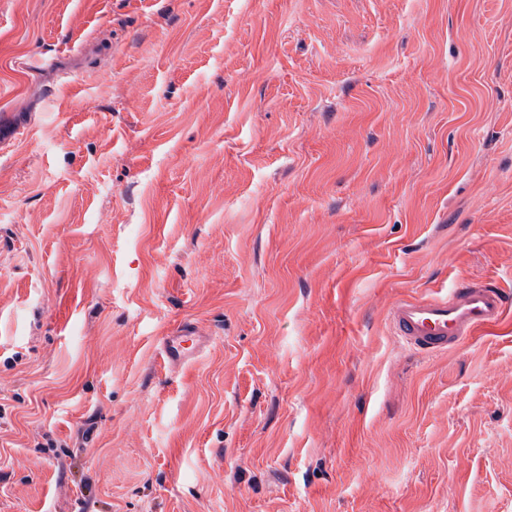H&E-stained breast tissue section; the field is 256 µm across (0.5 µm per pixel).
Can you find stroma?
Segmentation results:
<instances>
[{
	"label": "stroma",
	"instance_id": "stroma-1",
	"mask_svg": "<svg viewBox=\"0 0 512 512\" xmlns=\"http://www.w3.org/2000/svg\"><path fill=\"white\" fill-rule=\"evenodd\" d=\"M463 281L512 0H0V512H512V311L389 323ZM508 293L490 284L471 283L448 288V293L408 297L390 313L395 334L409 346L432 355L460 345L475 330L497 323ZM195 331L188 325L180 326L163 341V354L171 364L189 363L196 359L206 341L195 335Z\"/></svg>",
	"mask_w": 512,
	"mask_h": 512
}]
</instances>
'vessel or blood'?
I'll list each match as a JSON object with an SVG mask.
<instances>
[{
	"label": "vessel or blood",
	"mask_w": 512,
	"mask_h": 512,
	"mask_svg": "<svg viewBox=\"0 0 512 512\" xmlns=\"http://www.w3.org/2000/svg\"><path fill=\"white\" fill-rule=\"evenodd\" d=\"M511 300L502 288L471 283L441 295L401 299L391 310L390 323L401 341L432 355L497 323ZM204 345L202 337L183 325L165 337L163 354L169 363L184 364L195 360Z\"/></svg>",
	"instance_id": "obj_1"
}]
</instances>
